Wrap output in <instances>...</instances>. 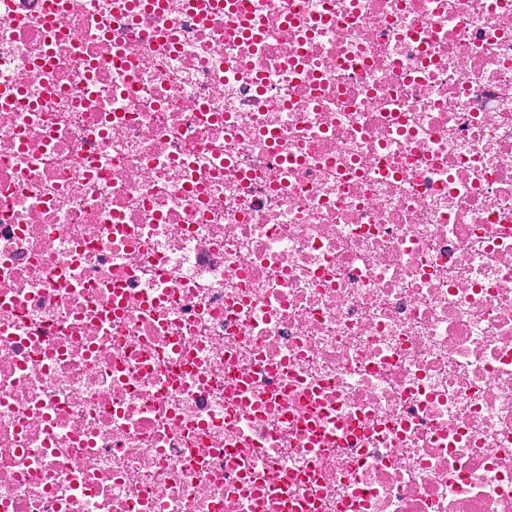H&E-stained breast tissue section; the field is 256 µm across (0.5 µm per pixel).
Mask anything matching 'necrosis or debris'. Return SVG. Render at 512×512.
Instances as JSON below:
<instances>
[{
    "mask_svg": "<svg viewBox=\"0 0 512 512\" xmlns=\"http://www.w3.org/2000/svg\"><path fill=\"white\" fill-rule=\"evenodd\" d=\"M512 512V0H0V512Z\"/></svg>",
    "mask_w": 512,
    "mask_h": 512,
    "instance_id": "1",
    "label": "necrosis or debris"
}]
</instances>
